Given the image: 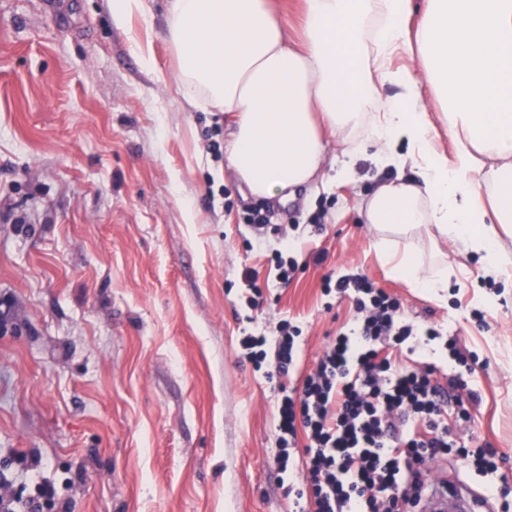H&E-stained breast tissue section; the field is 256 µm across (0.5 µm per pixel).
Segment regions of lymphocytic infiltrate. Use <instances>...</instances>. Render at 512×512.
Here are the masks:
<instances>
[{"mask_svg": "<svg viewBox=\"0 0 512 512\" xmlns=\"http://www.w3.org/2000/svg\"><path fill=\"white\" fill-rule=\"evenodd\" d=\"M333 290L352 297L351 325L278 408L279 469L287 470L296 448L306 457L309 482L294 491L298 512H413L427 464L444 455L483 476H497L494 448L457 442L468 416L462 399L449 393L464 387L462 375L442 384L431 371L380 354L384 346L410 342L425 351L436 342L457 361L456 339L432 325L415 330L400 302L366 277L341 276ZM298 334L283 320L273 336H246L241 345L255 365L271 363L284 375L297 361Z\"/></svg>", "mask_w": 512, "mask_h": 512, "instance_id": "1", "label": "lymphocytic infiltrate"}]
</instances>
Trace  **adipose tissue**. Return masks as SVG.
I'll return each instance as SVG.
<instances>
[{
	"label": "adipose tissue",
	"mask_w": 512,
	"mask_h": 512,
	"mask_svg": "<svg viewBox=\"0 0 512 512\" xmlns=\"http://www.w3.org/2000/svg\"><path fill=\"white\" fill-rule=\"evenodd\" d=\"M167 33L180 86L231 114L227 165L255 198L283 202L324 180V134L345 143L368 120L378 162L419 175L377 184L361 208L392 275L413 288L447 287V276L425 274L418 253L401 245L423 226L463 244L487 275L503 273L502 238L512 235V0H304L297 43L268 0H170ZM400 50L416 68H392ZM384 80L400 92L379 102L373 90ZM426 89L447 110L454 154L434 142Z\"/></svg>",
	"instance_id": "1"
}]
</instances>
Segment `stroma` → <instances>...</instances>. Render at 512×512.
Returning a JSON list of instances; mask_svg holds the SVG:
<instances>
[{
  "instance_id": "1",
  "label": "stroma",
  "mask_w": 512,
  "mask_h": 512,
  "mask_svg": "<svg viewBox=\"0 0 512 512\" xmlns=\"http://www.w3.org/2000/svg\"><path fill=\"white\" fill-rule=\"evenodd\" d=\"M144 4L119 24L111 0H0V497L45 482L43 512H293L307 470L275 464L280 390L351 322L325 280L359 274L416 328L456 337L478 395L457 441L497 448L505 481L489 501L512 506V290L423 231L412 243L447 287L392 277L360 200L417 171L379 168L369 125L349 143L355 183L258 203L209 149L227 114L181 94L167 0ZM255 211L265 229L246 224ZM284 248L299 266L285 287L271 262ZM481 292L499 298L482 326ZM284 319L300 355L270 379L240 342Z\"/></svg>"
}]
</instances>
